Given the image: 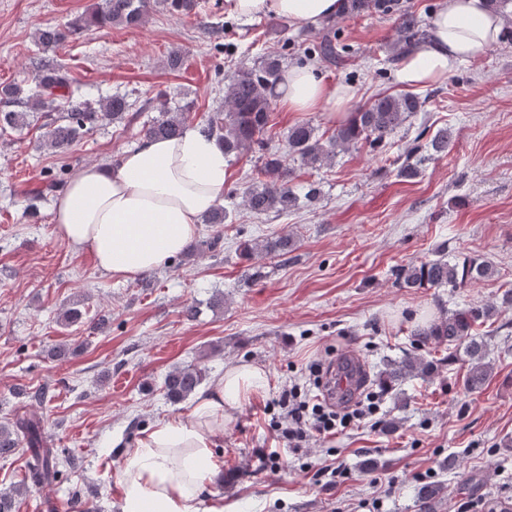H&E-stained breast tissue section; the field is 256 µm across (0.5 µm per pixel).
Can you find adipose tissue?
Wrapping results in <instances>:
<instances>
[{
	"label": "adipose tissue",
	"instance_id": "1",
	"mask_svg": "<svg viewBox=\"0 0 512 512\" xmlns=\"http://www.w3.org/2000/svg\"><path fill=\"white\" fill-rule=\"evenodd\" d=\"M342 0H224L245 20L284 18L298 26L336 16ZM505 20L485 0H446L429 42L406 55L398 83L425 87L499 44ZM288 112H342L353 97L310 66L288 68L278 87ZM229 162L215 138L195 128L182 136L144 138L115 162L80 167L51 208L55 231L120 281H132L181 255L199 235V220L224 197ZM268 387L265 371L243 364L214 377L194 399L189 419L157 420L128 451L120 473V512H224L212 486L222 468L224 423Z\"/></svg>",
	"mask_w": 512,
	"mask_h": 512
}]
</instances>
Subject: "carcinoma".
I'll return each mask as SVG.
<instances>
[{
    "mask_svg": "<svg viewBox=\"0 0 512 512\" xmlns=\"http://www.w3.org/2000/svg\"><path fill=\"white\" fill-rule=\"evenodd\" d=\"M159 6L174 15L188 16L197 7V0H103L64 24L37 29L35 43L39 54L31 60L34 86L26 89L14 82L0 87V99L13 105L11 109L0 110V130H21L30 126V119L39 113L46 117L54 114L56 118L49 125L43 145L57 154H65L102 121L125 119L132 106L127 96L113 95L105 99L74 96L69 71L56 58L47 55V51L92 26L142 25ZM398 29L397 46L402 54L415 50L425 38L421 20L413 14L399 15ZM281 68L279 58L269 57L258 67L238 71L225 86L224 107L210 119L208 128V134L224 146V155L229 159L247 151H258L260 165L242 193V204L255 215L288 214L316 198L317 187L313 183L302 195L292 189L294 168L291 162L297 160L304 166L319 169L358 145L372 151L381 149L423 106V101L415 94H379L370 104L352 113L348 120L339 123L330 137L319 136L308 122L297 123L288 127L287 150L273 151L267 147L265 133L271 117V90L280 80ZM193 107L192 101L174 109L162 102L159 116L141 133L160 139L178 137ZM450 140L451 132L441 128L428 142L415 144L397 167V176L405 180L418 177L421 152L429 149L434 155L442 154L448 150ZM294 247V238L284 234L248 243L243 253L249 258L257 255L283 257ZM494 274L495 268L489 261L469 257L459 260L442 254L392 272L394 285L399 288H464ZM495 312L493 304L455 310L444 313L427 327H417L412 338L413 351L386 365L384 382L392 385L416 374L432 373L434 365L417 354V350L433 341L446 342L452 350L463 348L469 362L464 387L469 391L483 388L493 372L491 363L486 361L490 344L485 337L474 333V326L490 320ZM203 377L204 371L195 365L178 367L165 375L162 388L170 401L180 402L195 393ZM22 443L29 451L25 478L30 486L39 488L54 482L60 473V459L58 453L46 446L38 418L21 416L10 425H0L1 459L13 455ZM446 491L442 484L424 486L418 496L421 512H436Z\"/></svg>",
    "mask_w": 512,
    "mask_h": 512,
    "instance_id": "carcinoma-1",
    "label": "carcinoma"
}]
</instances>
